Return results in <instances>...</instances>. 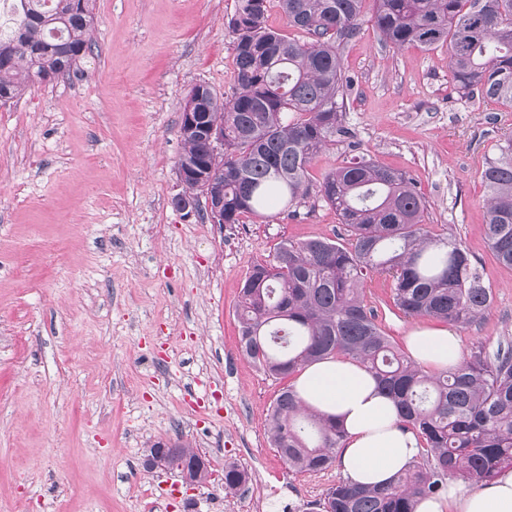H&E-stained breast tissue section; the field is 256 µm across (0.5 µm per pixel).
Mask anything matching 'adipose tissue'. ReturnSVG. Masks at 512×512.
<instances>
[{
    "instance_id": "obj_1",
    "label": "adipose tissue",
    "mask_w": 512,
    "mask_h": 512,
    "mask_svg": "<svg viewBox=\"0 0 512 512\" xmlns=\"http://www.w3.org/2000/svg\"><path fill=\"white\" fill-rule=\"evenodd\" d=\"M406 348L418 364L442 371L462 359L459 337L451 327H416ZM295 389L310 409L336 418L344 431L337 450L343 476L378 485L405 472L420 450L416 433L399 425L392 398L360 363L330 357L305 367ZM415 512H512V469L480 489L449 485L444 495L417 502Z\"/></svg>"
}]
</instances>
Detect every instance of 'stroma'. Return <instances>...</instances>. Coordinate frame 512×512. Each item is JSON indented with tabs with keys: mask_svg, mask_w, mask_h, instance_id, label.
Segmentation results:
<instances>
[{
	"mask_svg": "<svg viewBox=\"0 0 512 512\" xmlns=\"http://www.w3.org/2000/svg\"><path fill=\"white\" fill-rule=\"evenodd\" d=\"M236 2L93 0V53L0 105V512H310L341 473L293 472L271 448L268 409L292 380L244 356L236 304L282 241L343 234L319 185L352 157L409 172L428 229L460 240L492 288L457 331L464 355L512 341V270L485 240L481 181L512 108L462 97L447 47H395L363 17L340 49L352 136L313 161L295 211L220 226L174 207L190 90L236 86ZM365 286L404 347L413 320L384 278ZM160 439L197 448L210 482L147 470ZM229 461L248 475L231 494Z\"/></svg>",
	"mask_w": 512,
	"mask_h": 512,
	"instance_id": "stroma-1",
	"label": "stroma"
}]
</instances>
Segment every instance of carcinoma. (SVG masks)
<instances>
[{"mask_svg":"<svg viewBox=\"0 0 512 512\" xmlns=\"http://www.w3.org/2000/svg\"><path fill=\"white\" fill-rule=\"evenodd\" d=\"M266 0H238L231 19L237 87L230 96L199 84L196 128L179 126L180 165L224 199V223L264 217L270 198L287 205L308 194L311 163L328 142L349 134L345 102L351 80L339 47L355 38L366 0H279L300 42L267 27ZM383 41L397 47L448 45L458 92L512 106V0H373ZM90 0H10L0 21V102L65 76L91 51ZM293 118H288V115ZM224 128V158L209 156L203 127ZM487 189L485 237L497 262L512 269V137L500 141L481 172ZM323 201L346 237L285 241L256 263L237 304L243 354L270 376L342 354L366 365L400 408L404 426L423 438L414 464L387 486L340 480L315 503L318 512H414L415 502L453 481L484 486L512 468V345L474 353L431 375L402 354L378 324L362 282H391L394 308L407 318L454 327L482 319L493 302L480 270L453 237L425 227L428 207L409 173L363 156L327 172ZM270 441L288 469L320 472L336 461L343 439L332 418L304 407L288 386L269 408ZM173 463L208 474L185 444ZM247 474L224 465V488Z\"/></svg>","mask_w":512,"mask_h":512,"instance_id":"1","label":"carcinoma"}]
</instances>
